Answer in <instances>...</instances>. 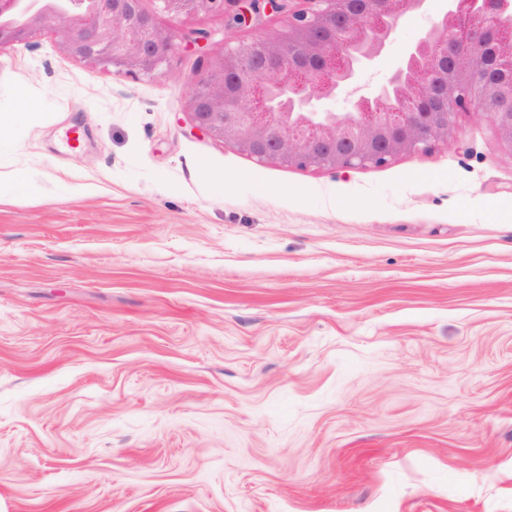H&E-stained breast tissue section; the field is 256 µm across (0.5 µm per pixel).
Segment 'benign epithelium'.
I'll return each instance as SVG.
<instances>
[{"label":"benign epithelium","instance_id":"obj_1","mask_svg":"<svg viewBox=\"0 0 512 512\" xmlns=\"http://www.w3.org/2000/svg\"><path fill=\"white\" fill-rule=\"evenodd\" d=\"M240 4L259 22L281 0H0V55L54 23L62 50L126 75L163 73L188 20ZM273 37L224 42L200 60L184 99L197 128L259 162L314 170L381 167L457 137L458 117L481 112L512 153V0H448L372 96L361 73L384 50L394 22L426 0H300ZM342 95L347 112L319 111Z\"/></svg>","mask_w":512,"mask_h":512}]
</instances>
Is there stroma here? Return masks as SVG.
I'll use <instances>...</instances> for the list:
<instances>
[{
  "label": "stroma",
  "mask_w": 512,
  "mask_h": 512,
  "mask_svg": "<svg viewBox=\"0 0 512 512\" xmlns=\"http://www.w3.org/2000/svg\"><path fill=\"white\" fill-rule=\"evenodd\" d=\"M445 0L401 18L390 76ZM201 18L210 52L281 25ZM199 78L0 55V512H512V154L258 162ZM35 108H28V100Z\"/></svg>",
  "instance_id": "1"
}]
</instances>
